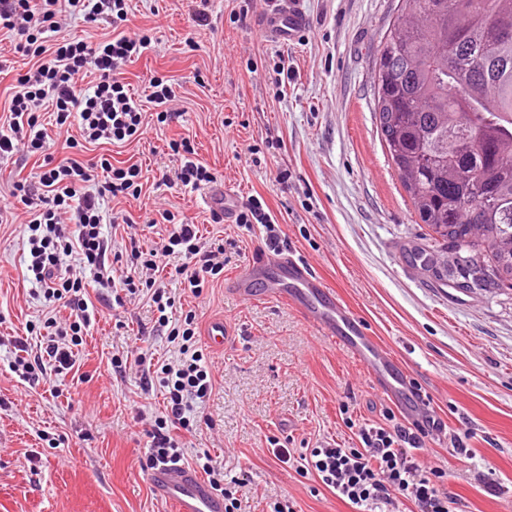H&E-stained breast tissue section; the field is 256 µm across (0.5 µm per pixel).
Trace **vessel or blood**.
Returning a JSON list of instances; mask_svg holds the SVG:
<instances>
[{"instance_id": "b4317fda", "label": "vessel or blood", "mask_w": 512, "mask_h": 512, "mask_svg": "<svg viewBox=\"0 0 512 512\" xmlns=\"http://www.w3.org/2000/svg\"><path fill=\"white\" fill-rule=\"evenodd\" d=\"M304 2L277 0L276 7L263 15V36L278 44L300 37L311 24ZM257 274L267 277V298L291 302L310 324L358 358L383 394L406 397L405 380L389 354L369 335L360 318L340 304L335 293L303 263L279 254L259 253L248 274L235 284L240 298H250L251 278ZM149 483L158 498L174 505L175 512H224L223 497L192 469L160 466L151 470Z\"/></svg>"}]
</instances>
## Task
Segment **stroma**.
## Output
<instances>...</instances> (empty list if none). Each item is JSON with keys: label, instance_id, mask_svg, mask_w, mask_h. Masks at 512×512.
Returning a JSON list of instances; mask_svg holds the SVG:
<instances>
[{"label": "stroma", "instance_id": "1", "mask_svg": "<svg viewBox=\"0 0 512 512\" xmlns=\"http://www.w3.org/2000/svg\"><path fill=\"white\" fill-rule=\"evenodd\" d=\"M399 0H305L311 25L292 45L268 41L259 18L271 0H132L131 30L152 43L127 63L136 93L154 78L172 80L176 122L148 112L141 139L102 144L84 158L109 155L138 164L148 177L143 201L106 198L131 225L103 231L112 251L130 240L161 245L166 224L149 229L146 213L169 210L224 242V271L200 294L169 286L171 316L195 312L199 325L223 318V349L200 340L213 392L180 432L186 458L209 450L226 474L246 476L241 512H269L288 498L297 512H351L312 477L282 462L277 448L359 445L362 426L411 427L379 393L357 359L292 306L266 300L264 278L243 300L230 283L265 250L261 225L215 224L202 190L158 186L177 169L171 139L189 138L197 157L230 188L237 207L263 198L277 220L281 253L302 262L357 315L405 370L443 425L423 457L448 475L455 512H512V290H462L413 263L425 234L388 159L374 112L379 44ZM0 30V108L31 66ZM24 225L0 223V512H174L147 481L151 425L164 414L159 385H146L135 358H180L179 341L158 324L148 300L118 307L91 287L96 319L69 373L44 370L37 383L14 372L13 337L38 351L49 308L25 279ZM121 367H114V360ZM464 454H457L456 444Z\"/></svg>", "mask_w": 512, "mask_h": 512}]
</instances>
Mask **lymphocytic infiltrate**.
Returning <instances> with one entry per match:
<instances>
[{
    "label": "lymphocytic infiltrate",
    "instance_id": "lymphocytic-infiltrate-1",
    "mask_svg": "<svg viewBox=\"0 0 512 512\" xmlns=\"http://www.w3.org/2000/svg\"><path fill=\"white\" fill-rule=\"evenodd\" d=\"M130 0H0V30L15 33L16 47L34 60L17 80L7 109V124L0 127V155L24 149L42 155L39 173L41 193L31 197L25 181L12 184L11 197L27 209L29 281L40 289L46 302L79 311L77 321L60 328L56 317H48L45 327L54 329L44 355L56 373L71 371L76 363L73 348L79 335L90 327L93 313L83 294L89 285L111 289L117 305L146 289L151 293L160 325H168L167 297L160 271L172 269L174 280L202 292L210 277L224 269L223 240L210 241L192 224H179L174 214L163 213L169 222L167 242L162 248H142L131 244V274L114 280L109 257L112 246L102 226L106 222L105 195L124 194L140 199L142 170L137 165L113 166L104 156L95 159L66 157L54 160L47 154L50 136L62 139L68 148L78 143L99 141L122 143L143 133L146 105L158 107V122H171L175 112L168 105L176 98L173 83L157 78L149 92L139 97L123 77L127 62L140 57L151 45L144 32H127ZM91 23L108 19L110 39L92 43L60 34L59 13ZM96 73L95 81L79 87L82 74ZM53 116L45 127L43 111ZM179 257L170 265L169 257ZM171 328V336L181 338L183 355L179 364L151 366L146 356L137 362L144 372H155L165 391V419L150 431V466L177 464L184 454L174 434L190 430L196 404L204 402L213 384L202 350L194 315H187L184 328ZM71 331L69 343L59 340ZM430 429L417 426L362 428L357 448L326 444L308 448L295 459L300 475H314L322 486L345 502L352 512H399V499L415 504L419 512H452V500L444 491L446 474L424 463L420 453Z\"/></svg>",
    "mask_w": 512,
    "mask_h": 512
}]
</instances>
